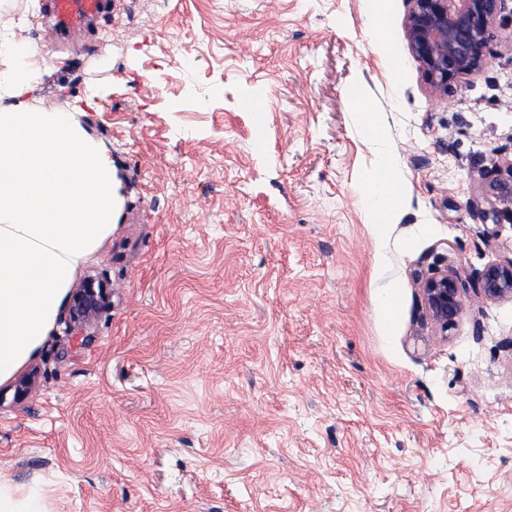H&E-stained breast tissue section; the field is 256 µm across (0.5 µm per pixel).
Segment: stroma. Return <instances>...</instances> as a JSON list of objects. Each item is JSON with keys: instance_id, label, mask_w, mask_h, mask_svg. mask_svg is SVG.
<instances>
[{"instance_id": "35a3bbf8", "label": "stroma", "mask_w": 512, "mask_h": 512, "mask_svg": "<svg viewBox=\"0 0 512 512\" xmlns=\"http://www.w3.org/2000/svg\"><path fill=\"white\" fill-rule=\"evenodd\" d=\"M37 9L0 0V35L24 41ZM407 11L117 0L43 42L31 107L74 113L117 176L75 277L112 304L0 381L1 485L45 512H512V301L468 295L444 340L410 277L512 260V222L490 240L468 209L512 155V47L436 95ZM369 115L397 157L389 215L358 200Z\"/></svg>"}]
</instances>
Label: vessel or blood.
Listing matches in <instances>:
<instances>
[{
	"label": "vessel or blood",
	"mask_w": 512,
	"mask_h": 512,
	"mask_svg": "<svg viewBox=\"0 0 512 512\" xmlns=\"http://www.w3.org/2000/svg\"><path fill=\"white\" fill-rule=\"evenodd\" d=\"M111 9L112 0H41L40 10L47 20L44 34L61 41L74 30L107 17Z\"/></svg>",
	"instance_id": "obj_1"
}]
</instances>
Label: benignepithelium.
<instances>
[{
    "label": "benign epithelium",
    "instance_id": "7a95c632",
    "mask_svg": "<svg viewBox=\"0 0 512 512\" xmlns=\"http://www.w3.org/2000/svg\"><path fill=\"white\" fill-rule=\"evenodd\" d=\"M405 31L411 53L419 62L431 91L454 96L462 80L482 70L493 41L512 45V28L501 26L512 15V0H407ZM484 195L497 205L482 207L470 202L472 216L480 223L499 224L503 212L512 214V161L494 166L483 177ZM422 292L423 320L440 336L448 337L464 310V294L475 289L479 298L496 302L512 300V260L491 262L468 284L448 269L412 273ZM107 289L92 283L73 289L70 295L68 333L83 335L97 314L109 307Z\"/></svg>",
    "mask_w": 512,
    "mask_h": 512
}]
</instances>
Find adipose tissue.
<instances>
[{"mask_svg": "<svg viewBox=\"0 0 512 512\" xmlns=\"http://www.w3.org/2000/svg\"><path fill=\"white\" fill-rule=\"evenodd\" d=\"M36 46L0 41L17 57L0 69V381L41 345L79 267L111 235L119 203L112 161L73 113L31 109L38 86L28 60ZM396 161L383 155L360 195L396 208Z\"/></svg>", "mask_w": 512, "mask_h": 512, "instance_id": "adipose-tissue-1", "label": "adipose tissue"}]
</instances>
